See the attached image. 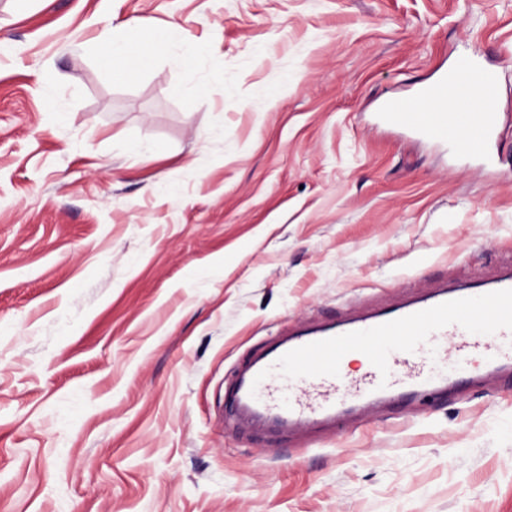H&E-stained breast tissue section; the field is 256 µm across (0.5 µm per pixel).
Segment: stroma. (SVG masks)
I'll return each instance as SVG.
<instances>
[{
  "mask_svg": "<svg viewBox=\"0 0 512 512\" xmlns=\"http://www.w3.org/2000/svg\"><path fill=\"white\" fill-rule=\"evenodd\" d=\"M470 55L487 167L378 119ZM509 266L512 0H0V512H512L511 374L221 423L287 329Z\"/></svg>",
  "mask_w": 512,
  "mask_h": 512,
  "instance_id": "obj_1",
  "label": "stroma"
}]
</instances>
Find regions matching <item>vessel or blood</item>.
I'll use <instances>...</instances> for the list:
<instances>
[{"instance_id": "1", "label": "vessel or blood", "mask_w": 512, "mask_h": 512, "mask_svg": "<svg viewBox=\"0 0 512 512\" xmlns=\"http://www.w3.org/2000/svg\"><path fill=\"white\" fill-rule=\"evenodd\" d=\"M467 82L439 77L421 94L422 107L395 98L383 119L474 158L487 155L497 115L483 95L494 76L477 59H462ZM361 353V377L339 365ZM512 371V269L489 281L443 286L433 294L349 321L309 325L267 346L224 394V421L242 412L281 428L339 420L347 402L427 396L486 372Z\"/></svg>"}]
</instances>
